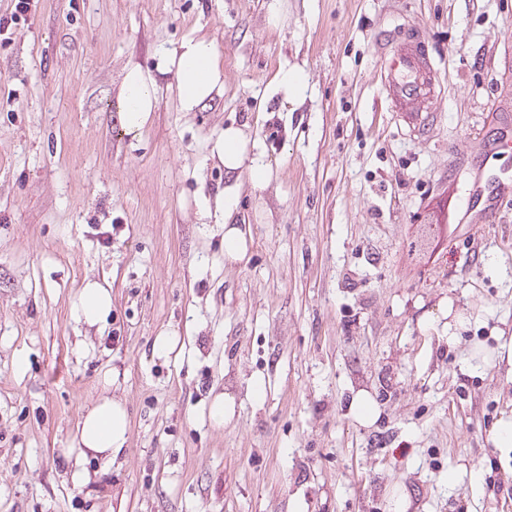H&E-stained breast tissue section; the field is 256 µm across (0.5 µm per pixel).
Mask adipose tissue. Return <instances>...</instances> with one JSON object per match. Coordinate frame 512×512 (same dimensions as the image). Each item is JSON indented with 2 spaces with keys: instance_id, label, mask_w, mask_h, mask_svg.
I'll use <instances>...</instances> for the list:
<instances>
[{
  "instance_id": "1",
  "label": "adipose tissue",
  "mask_w": 512,
  "mask_h": 512,
  "mask_svg": "<svg viewBox=\"0 0 512 512\" xmlns=\"http://www.w3.org/2000/svg\"><path fill=\"white\" fill-rule=\"evenodd\" d=\"M167 70L173 71L180 111L205 109L224 90V66L212 40L195 35L184 36L170 55ZM156 79L140 66L124 69L118 93L117 118L124 134L141 138L152 112L157 108ZM258 143L250 134L249 124H226L213 144L211 154L223 165L226 174H247L253 188L264 187L272 177V167L257 154ZM201 218H217L224 226V259L243 262L248 253L251 232L240 223L238 197L227 190L204 204ZM112 310V296L96 282L87 283L78 293L73 308L76 321L96 325ZM129 419L120 400L105 396L86 409L78 425V456L115 458L127 441Z\"/></svg>"
}]
</instances>
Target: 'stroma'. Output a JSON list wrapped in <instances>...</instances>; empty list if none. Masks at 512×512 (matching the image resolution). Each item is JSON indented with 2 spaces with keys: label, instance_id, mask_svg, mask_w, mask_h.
I'll return each instance as SVG.
<instances>
[{
  "label": "stroma",
  "instance_id": "stroma-1",
  "mask_svg": "<svg viewBox=\"0 0 512 512\" xmlns=\"http://www.w3.org/2000/svg\"><path fill=\"white\" fill-rule=\"evenodd\" d=\"M398 24L439 65L424 137L380 82L375 38ZM191 33L218 44L223 93L182 112L159 74L127 139L125 66L156 70ZM231 122L272 165L264 188L212 158ZM508 123L512 0H39L0 36V512H512L493 439L512 418V197L493 224L457 204L462 168L512 178V149L484 150ZM234 186L244 264L197 219ZM94 281L100 328L71 316ZM106 395L125 448L77 458ZM275 80L283 91L286 100H298L306 89V78L301 70L281 68L275 75Z\"/></svg>",
  "mask_w": 512,
  "mask_h": 512
}]
</instances>
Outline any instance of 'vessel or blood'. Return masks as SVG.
Masks as SVG:
<instances>
[{
	"mask_svg": "<svg viewBox=\"0 0 512 512\" xmlns=\"http://www.w3.org/2000/svg\"><path fill=\"white\" fill-rule=\"evenodd\" d=\"M384 49L381 80L387 97L408 126L424 132L430 124V101L435 96L437 69L418 34L387 33L381 40ZM512 184L484 171L469 173V188L461 201L467 218L474 224H491L497 219L500 198Z\"/></svg>",
	"mask_w": 512,
	"mask_h": 512,
	"instance_id": "obj_1",
	"label": "vessel or blood"
}]
</instances>
